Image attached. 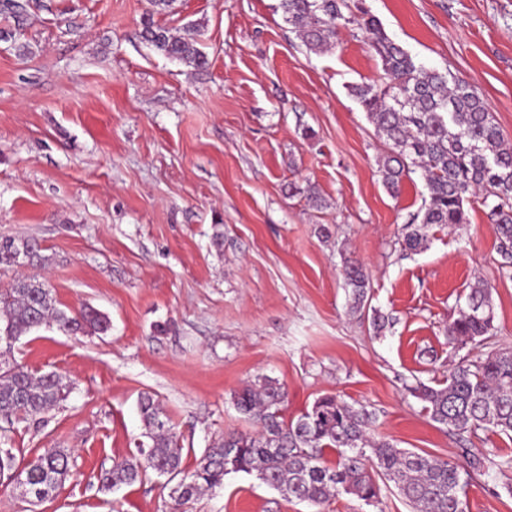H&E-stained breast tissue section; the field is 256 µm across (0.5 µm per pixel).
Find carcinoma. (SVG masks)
Wrapping results in <instances>:
<instances>
[{"mask_svg":"<svg viewBox=\"0 0 512 512\" xmlns=\"http://www.w3.org/2000/svg\"><path fill=\"white\" fill-rule=\"evenodd\" d=\"M176 0H148L140 36L165 57L194 69L207 64L206 54L191 38L173 34L153 16L170 12ZM345 0H280L285 22L311 52L328 48L345 19ZM364 43L382 62L381 82L349 86V94L389 145L379 161L386 187L395 192L403 177L421 170L428 200L420 222L407 225L404 247L419 251L433 224L466 223L465 204L478 194L493 203L503 258L501 270H512V147L505 144L485 99L467 82L437 72L414 60L386 33L378 18L362 12ZM47 257L30 239L1 238L0 267L43 265ZM352 309L364 308L369 274L358 262L344 265ZM53 322L66 334H104L110 319L92 306L76 312L60 308L51 290L34 277L19 278L0 292V344L13 342ZM494 336L493 306L487 285L470 289L467 309L448 325V344L481 345ZM412 392L425 403L431 419L461 435L488 429L512 436V349L494 348L474 359L464 358L435 388L418 384ZM70 387L54 373L35 374L21 368L0 369V417L25 420L47 414L66 400ZM286 393L275 381L258 378L234 396L236 409L258 425L255 434L230 435L206 450L190 473L182 468V449L169 421L149 395L138 409L151 445H139L131 458L113 464L102 477L108 489L140 482L148 473L174 483L171 498L183 506L202 491L224 483L231 472L256 474L288 500L321 506L344 491L369 503L378 497L376 478L394 483L413 512H466L464 488L474 474L512 468V457L500 460L463 449L470 470L462 473L447 461L399 449L375 438L374 414L340 395H325L295 420L284 421ZM335 453L327 463L326 450ZM70 451L51 448L16 467L15 455L0 460V477H17L25 498L42 502L53 496L71 473Z\"/></svg>","mask_w":512,"mask_h":512,"instance_id":"1","label":"carcinoma"}]
</instances>
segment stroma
I'll list each match as a JSON object with an SVG mask.
<instances>
[{
  "instance_id": "obj_1",
  "label": "stroma",
  "mask_w": 512,
  "mask_h": 512,
  "mask_svg": "<svg viewBox=\"0 0 512 512\" xmlns=\"http://www.w3.org/2000/svg\"><path fill=\"white\" fill-rule=\"evenodd\" d=\"M21 2L0 12L28 47L0 40V237L36 241L47 262L0 267V290L35 277L60 307L93 306L111 327L75 337L46 325L0 356L71 385L58 409L13 424L17 463L74 453L38 505L1 479L0 512H412L385 480L372 504L341 492L319 510L244 473L179 508L154 475L102 489L101 473L143 440L141 393L191 470L226 433L254 432L234 396L259 376L286 389L288 421L339 394L397 447L462 467L465 448L512 457L511 437L456 435L410 392L477 355L447 341L475 281L490 286L497 337L512 347L491 207L471 198L466 223L429 226L425 249L404 250L425 182L414 173L387 190V142L347 90L382 74L356 24L366 11L416 62L475 86L512 144V0H347V25L318 54L280 0H177L155 21L198 40L199 71L139 38L147 0ZM348 259L370 276L360 315ZM376 310L389 318L381 332ZM466 500L467 512H512V469L470 481Z\"/></svg>"
}]
</instances>
